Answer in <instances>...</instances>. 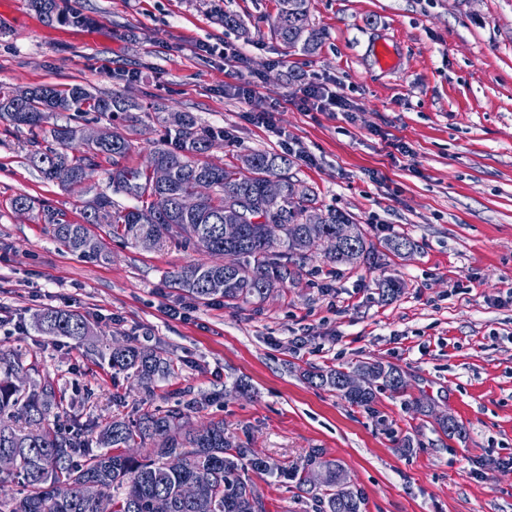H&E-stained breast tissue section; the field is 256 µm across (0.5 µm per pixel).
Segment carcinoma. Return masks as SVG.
<instances>
[{"label":"carcinoma","mask_w":512,"mask_h":512,"mask_svg":"<svg viewBox=\"0 0 512 512\" xmlns=\"http://www.w3.org/2000/svg\"><path fill=\"white\" fill-rule=\"evenodd\" d=\"M65 0H29V6L50 19L73 24L84 21L70 13ZM275 35L285 49L313 53L319 37L310 24L309 0H278L272 21ZM141 110L140 104L120 92L96 95L74 84L64 88L43 85L21 96L0 90V120L28 127L33 150L29 161L48 181L81 184L88 180L95 159L112 160L109 182L135 205L117 208L112 199L99 195L86 211L84 223L72 224L53 214L54 239L70 252L96 260L101 245L90 237L89 224H109L112 232L146 249H157L170 238L187 247L224 257L223 264H190L172 275L175 287L206 302L219 295L228 301L262 299L272 288L285 284L294 271L288 260L301 251L298 239H334L340 224L352 223L350 215L318 206L314 192L282 175L288 159L277 153L256 151L240 166L200 163L197 157L212 147L211 136L198 127L191 112H170L161 117L168 124L167 139L152 154L168 166L169 184L160 188L149 174L119 163L130 150L127 137L113 131L106 141L87 143L81 129L59 125V112H97L110 116ZM80 155L73 154V151ZM276 177L281 194L274 201L262 196L263 185ZM235 193L254 201L243 213V236L224 239V195ZM264 217L280 224L282 236L271 241L260 233ZM360 260L378 259L374 244L364 234L357 240ZM41 336L82 340L89 334L86 317L76 311L48 307L35 321ZM109 364L115 370L132 371L145 392L174 374L171 362L157 353H146L139 343L112 345ZM27 370L21 357L0 353V454L13 458V465L0 470V483L12 480L21 486L10 512H97L87 490L102 484L115 490L112 512H154V501L163 496L170 512H266L263 497L248 477V471L276 477L283 482L308 484L307 473L315 459L300 469L289 470L270 462L250 448L224 437V422L213 421L195 430H184L186 412L200 409L188 400L165 411L149 410L136 419L114 417L97 437L98 451L85 448L84 430L70 416H62L63 396L49 383L28 387L16 383ZM354 370L365 373L368 387L351 394L344 389L348 371L341 368L306 373L309 383L336 392L350 405L370 408L376 392L407 389L404 373L379 361H363ZM448 438L461 436L463 427L446 415L436 417ZM326 473L324 488L315 495L316 512H365L361 490L345 487L336 475L342 465L319 463Z\"/></svg>","instance_id":"carcinoma-1"}]
</instances>
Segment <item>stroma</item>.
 <instances>
[{
    "instance_id": "stroma-1",
    "label": "stroma",
    "mask_w": 512,
    "mask_h": 512,
    "mask_svg": "<svg viewBox=\"0 0 512 512\" xmlns=\"http://www.w3.org/2000/svg\"><path fill=\"white\" fill-rule=\"evenodd\" d=\"M212 0H66L74 26L29 0H0V87L80 84L133 96L136 121L59 115L97 133L116 129L142 168L165 128L156 107L193 113L215 135L205 162L287 156L288 177L323 207L350 214L376 247L410 238L406 255L341 268L323 249L294 255L287 287L248 303L198 302L169 275L210 254L170 241L147 250L89 225L101 258L57 244L47 214L82 222L89 196L43 179L28 159L27 128L0 122V352L49 381L94 444L112 417L135 418L188 399L192 426L224 435L286 468L313 453L339 461L365 512H512V0H310L315 53L285 51L271 21L277 0H222L243 28L216 19ZM387 42L395 69L374 47ZM215 53H207V46ZM257 82L245 99L241 74ZM341 89L347 112H306L309 84ZM273 110L274 126L253 122ZM409 155L390 158L386 140ZM27 195L30 212L13 200ZM403 288L382 297L377 280ZM76 310L93 330L81 342L42 336L33 316ZM185 309L187 319L167 317ZM135 339L176 365L153 394L108 364L113 343ZM376 359L398 366L408 391L350 406L304 374ZM463 425L444 436L416 400ZM410 449H403L404 439ZM267 512H313L306 488L253 475Z\"/></svg>"
}]
</instances>
